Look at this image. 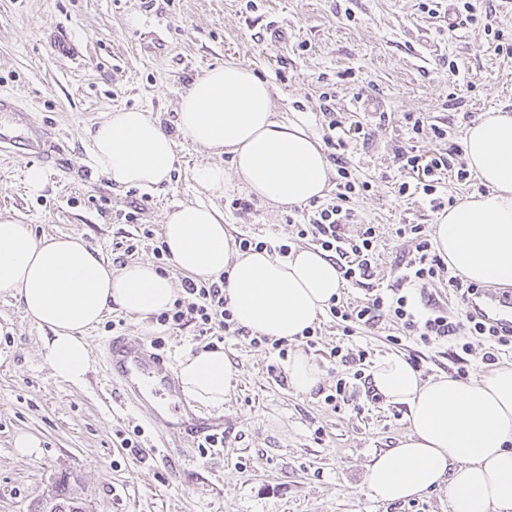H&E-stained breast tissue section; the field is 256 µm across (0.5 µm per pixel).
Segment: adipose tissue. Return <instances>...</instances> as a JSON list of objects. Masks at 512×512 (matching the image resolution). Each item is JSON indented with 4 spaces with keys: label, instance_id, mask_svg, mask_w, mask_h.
<instances>
[{
    "label": "adipose tissue",
    "instance_id": "ef3b65f1",
    "mask_svg": "<svg viewBox=\"0 0 512 512\" xmlns=\"http://www.w3.org/2000/svg\"><path fill=\"white\" fill-rule=\"evenodd\" d=\"M179 135L214 154L199 166L206 193L242 183L262 202L282 207L324 196L329 163L304 126L274 117L271 88L235 61L193 80L180 98ZM94 164L114 184L156 188L177 161L174 135L140 110L119 109L85 132ZM464 156L484 189L440 215L432 231L448 266L477 284L512 286V114H483L464 139ZM163 240L175 268L199 280L227 276L236 321L271 339L294 340L315 324L341 279L323 251L302 248L282 257L236 248L223 211L195 202L167 213ZM0 296L18 302L45 329L43 353L54 377L81 383L90 367L88 329L121 310L137 321L171 308L172 279L148 261L117 267L81 236H35L30 225L0 216ZM239 370L223 348L183 356L176 377L188 405L223 408ZM375 389L406 408L410 433L368 466L363 489L395 503L429 490L448 498V512H512V365L463 382L445 375L422 380L402 355L373 364Z\"/></svg>",
    "mask_w": 512,
    "mask_h": 512
}]
</instances>
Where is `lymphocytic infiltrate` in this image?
<instances>
[{"label":"lymphocytic infiltrate","mask_w":512,"mask_h":512,"mask_svg":"<svg viewBox=\"0 0 512 512\" xmlns=\"http://www.w3.org/2000/svg\"><path fill=\"white\" fill-rule=\"evenodd\" d=\"M410 139L423 135L447 142V153L429 159L416 154L414 147L399 148L395 154L398 165L410 175L399 183V196L415 194L426 197L433 210L444 209L446 203L440 193L444 172H455L457 180L470 181L469 170L456 167L455 159L461 148L448 139L447 124L430 121L423 113L403 115ZM368 181L360 179L347 161H340L336 177V194L322 203H311L295 226L296 237L310 241L313 246L329 253L336 264L342 283L363 285L373 278L377 269L378 234L375 225H361L351 232L354 214L349 206L353 196L367 190ZM397 237L407 239L412 248L399 262L401 273L396 287L377 290L364 303L353 305L332 297L327 306L329 315L337 321L343 335L350 336L359 329H372L386 321L400 324L401 335L392 337V344L409 339L430 347L452 342L464 353H472L474 343L483 346L481 363H494L500 351L512 349V327L504 328L486 322L478 315L474 304L483 288L476 283L451 273L448 261L434 247L431 233L424 224H400ZM446 281L448 291L460 303L457 314L443 311L435 298L425 295L428 285ZM183 298L177 299L173 309L161 312L155 318L167 329L193 328L197 339L223 341L243 339L251 346L271 345L279 358H287L288 343L269 341L268 337L253 333L235 322L226 294L227 278L219 276L213 282H199L187 278L182 282Z\"/></svg>","instance_id":"lymphocytic-infiltrate-1"}]
</instances>
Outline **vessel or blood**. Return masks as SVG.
Listing matches in <instances>:
<instances>
[{
    "mask_svg": "<svg viewBox=\"0 0 512 512\" xmlns=\"http://www.w3.org/2000/svg\"><path fill=\"white\" fill-rule=\"evenodd\" d=\"M18 144L43 162L61 163L62 146L48 126L18 108L15 97L0 96V146ZM480 311L495 323L512 324V298L488 295ZM105 361L112 392L132 402L142 416L166 430L203 441L228 433L226 417L203 418L182 403L175 374L162 353L143 340L115 335L106 344Z\"/></svg>",
    "mask_w": 512,
    "mask_h": 512,
    "instance_id": "obj_1",
    "label": "vessel or blood"
}]
</instances>
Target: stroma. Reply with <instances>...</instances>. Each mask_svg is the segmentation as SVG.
<instances>
[{"instance_id": "stroma-1", "label": "stroma", "mask_w": 512, "mask_h": 512, "mask_svg": "<svg viewBox=\"0 0 512 512\" xmlns=\"http://www.w3.org/2000/svg\"><path fill=\"white\" fill-rule=\"evenodd\" d=\"M422 0H0V95L16 96L59 134L68 156L47 170L48 185L30 194L26 151L0 150V214L20 218L36 235L78 234L107 259L153 260L144 229L161 232L176 205L204 199L193 179L209 160L181 139L177 163L159 190L112 183L88 155L85 127L115 109H137L176 131L180 95L196 76L235 60L272 90L279 118L305 124L316 139L328 135L318 97L344 127L363 125L366 139L345 156L368 191L352 200L356 224L379 230L377 271L370 284L345 288L344 302H364L395 285L397 265L410 245L394 226L437 223L439 214L418 196L401 198L395 160L408 140L406 112L449 124V141L420 138L416 151L431 158L462 142L484 112L512 111V57L496 54L480 26L448 29V0L432 10ZM391 115L380 125L377 115ZM239 186L218 203L230 236L292 237L290 207L248 199ZM139 207L136 223L126 215ZM135 240L122 255L116 244ZM320 349L345 341L372 358L420 351L422 377L456 371L463 356L454 344L396 346L395 323L343 337L328 315L317 321ZM134 339H165L170 362L200 346L192 328L164 331L154 321L112 313L86 333L91 363L84 384L55 378L41 354L42 331L17 302L0 296V512H32L52 497L59 481L87 512H448V500L429 491L386 504L363 489L373 458L409 433L405 409L364 394L336 406L325 403L346 368L319 358L323 381L303 395L288 383L285 364L269 347L226 339L224 352L240 371L224 399L235 429L223 448L173 468L165 447L190 448L193 439L147 426L130 404L112 397L102 361L113 332ZM138 428L141 445L121 447L118 433ZM41 442L39 455L19 456L18 434Z\"/></svg>"}]
</instances>
